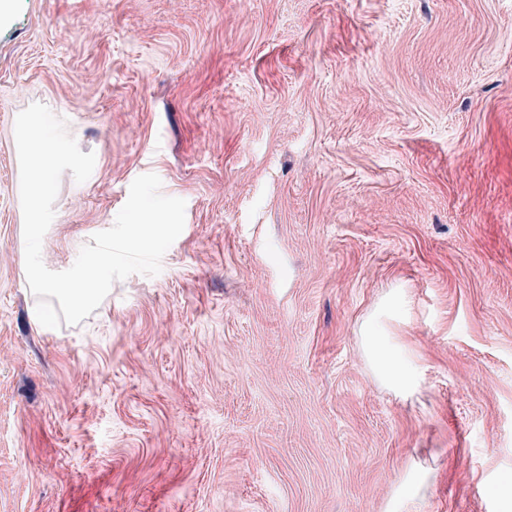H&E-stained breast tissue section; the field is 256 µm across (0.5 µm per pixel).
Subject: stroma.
Returning a JSON list of instances; mask_svg holds the SVG:
<instances>
[{"label":"stroma","instance_id":"obj_1","mask_svg":"<svg viewBox=\"0 0 512 512\" xmlns=\"http://www.w3.org/2000/svg\"><path fill=\"white\" fill-rule=\"evenodd\" d=\"M35 102L96 158L47 268L139 175L186 203L158 275L56 329L24 264ZM510 482L512 0H11L0 512H512ZM367 342V352L373 359L379 373L391 385L404 387L409 384L411 376L401 361L387 348L377 335H371Z\"/></svg>","mask_w":512,"mask_h":512}]
</instances>
